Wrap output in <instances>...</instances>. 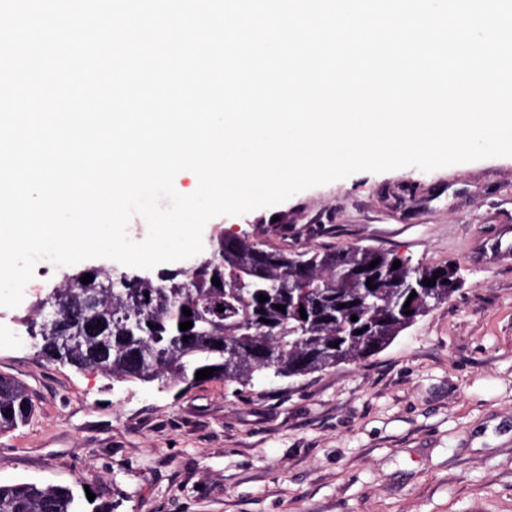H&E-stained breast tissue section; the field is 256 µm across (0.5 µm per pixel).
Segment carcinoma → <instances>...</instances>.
I'll list each match as a JSON object with an SVG mask.
<instances>
[{
  "mask_svg": "<svg viewBox=\"0 0 512 512\" xmlns=\"http://www.w3.org/2000/svg\"><path fill=\"white\" fill-rule=\"evenodd\" d=\"M376 259L379 264L369 268ZM452 271L448 263L414 266L372 247L288 250L219 233L211 262L186 273L161 271L113 288L110 270L73 272L55 292L62 304L92 298L78 315L80 326L70 336L58 335L36 300L28 334L38 337L39 355L48 363L94 370L113 381L192 387L197 371L212 368L214 380L251 387L259 379L301 377L374 356L452 296ZM87 273L94 279L83 284ZM215 276L221 285L212 284ZM426 278L433 286L424 284ZM261 294L268 301L259 302ZM185 307L192 315H183ZM185 321L193 326L182 331ZM97 323L102 331L88 335L84 325ZM33 414L28 388L0 375V432ZM0 512H81V502L68 487L0 485Z\"/></svg>",
  "mask_w": 512,
  "mask_h": 512,
  "instance_id": "obj_1",
  "label": "carcinoma"
}]
</instances>
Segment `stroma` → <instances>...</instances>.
Masks as SVG:
<instances>
[{
  "mask_svg": "<svg viewBox=\"0 0 512 512\" xmlns=\"http://www.w3.org/2000/svg\"><path fill=\"white\" fill-rule=\"evenodd\" d=\"M288 213V232L269 222ZM288 249L452 262L463 284L375 356L297 379L184 390L49 365L0 320V375L35 413L0 435V485L90 489L112 512H512V157L360 172L211 219Z\"/></svg>",
  "mask_w": 512,
  "mask_h": 512,
  "instance_id": "stroma-1",
  "label": "stroma"
}]
</instances>
